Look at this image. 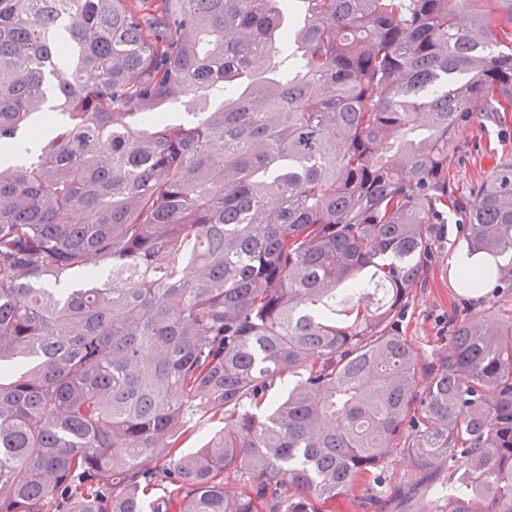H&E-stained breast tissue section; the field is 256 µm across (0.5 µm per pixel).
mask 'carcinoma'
Wrapping results in <instances>:
<instances>
[{"mask_svg":"<svg viewBox=\"0 0 512 512\" xmlns=\"http://www.w3.org/2000/svg\"><path fill=\"white\" fill-rule=\"evenodd\" d=\"M477 109L512 0H0V512H325L397 448L512 512V307L400 327L450 209L512 274V158L448 180Z\"/></svg>","mask_w":512,"mask_h":512,"instance_id":"obj_1","label":"carcinoma"}]
</instances>
